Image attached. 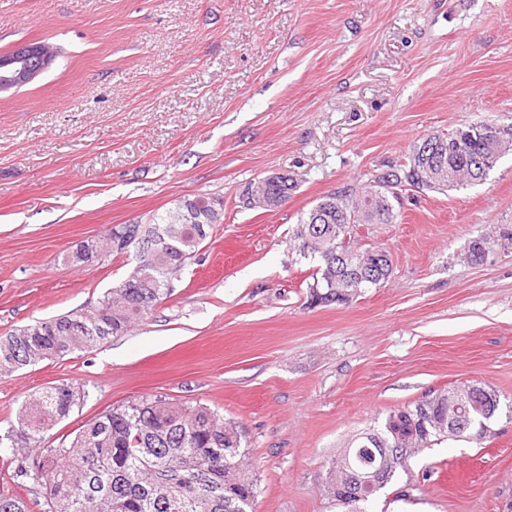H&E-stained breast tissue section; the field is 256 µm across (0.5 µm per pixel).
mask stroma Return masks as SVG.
Instances as JSON below:
<instances>
[{
	"instance_id": "35a3bbf8",
	"label": "stroma",
	"mask_w": 512,
	"mask_h": 512,
	"mask_svg": "<svg viewBox=\"0 0 512 512\" xmlns=\"http://www.w3.org/2000/svg\"><path fill=\"white\" fill-rule=\"evenodd\" d=\"M28 41L58 58L0 93V336L90 309L138 262L70 264L82 241L198 194L224 221L126 333L0 375V491L31 452L20 407L68 384L83 397L42 446L142 396L201 404L242 436L254 512H340L330 467L354 435L477 381L500 395L481 444L416 451L365 509L512 512V154L352 227L392 274L348 304L308 305L319 262L293 241L421 138L512 125V0H0V54ZM273 172L287 204L240 206Z\"/></svg>"
}]
</instances>
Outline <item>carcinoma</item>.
Listing matches in <instances>:
<instances>
[{
    "mask_svg": "<svg viewBox=\"0 0 512 512\" xmlns=\"http://www.w3.org/2000/svg\"><path fill=\"white\" fill-rule=\"evenodd\" d=\"M471 122L448 134L435 135L448 144V177L431 185L417 181V149L389 168L400 175L399 185L440 190L475 185L487 179L493 164L512 152V125L486 141ZM366 192L342 186L328 214L329 222L316 226L310 216L301 218L295 239L301 254L321 262V276L308 285L313 304L346 303L340 296L351 289L345 268L365 271L363 288L387 280L389 263H377L381 248L354 249L346 241L352 216L366 221L360 204ZM198 209L204 228L224 220V201L203 197ZM398 197L372 204L376 223L395 221ZM196 225L181 223V210L155 213L146 232L165 237L159 251L138 264L121 282L108 289L96 305L79 314H67L0 336V374L33 366L45 360L85 351L127 331L168 294L169 280L199 250L205 236ZM123 232L112 227L107 237L93 240L104 253H122L111 241ZM79 392L67 384L52 387L19 412L18 426L32 438L67 418ZM490 402L480 396L452 404L448 393L431 392L412 405L388 413L384 423L354 436L350 454L336 458L333 469L380 466L373 460L377 435L384 448H420L447 437L480 443L487 429L483 412ZM241 436L224 422V416L200 404L173 402L162 397H141L103 411L81 426L68 443L38 448L32 456L15 459L18 484L32 476L44 489V512H253L255 486L243 471ZM0 512H30L27 500L0 492Z\"/></svg>",
    "mask_w": 512,
    "mask_h": 512,
    "instance_id": "1",
    "label": "carcinoma"
}]
</instances>
